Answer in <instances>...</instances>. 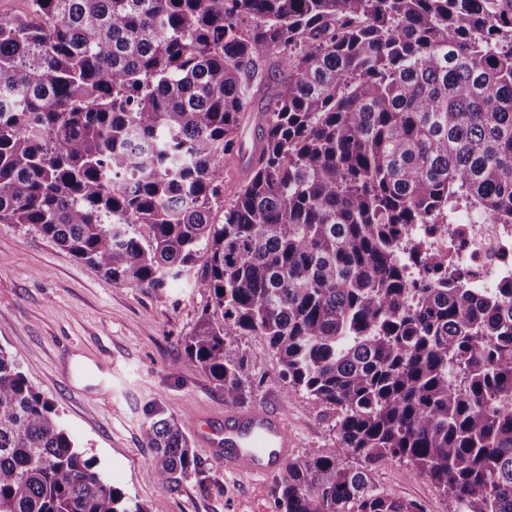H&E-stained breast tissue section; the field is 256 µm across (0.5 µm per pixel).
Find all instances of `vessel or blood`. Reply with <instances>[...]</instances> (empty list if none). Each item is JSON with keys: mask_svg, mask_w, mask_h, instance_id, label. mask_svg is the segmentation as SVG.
<instances>
[{"mask_svg": "<svg viewBox=\"0 0 512 512\" xmlns=\"http://www.w3.org/2000/svg\"><path fill=\"white\" fill-rule=\"evenodd\" d=\"M199 441L229 468L263 476L288 451L280 415L264 411L201 416L192 424Z\"/></svg>", "mask_w": 512, "mask_h": 512, "instance_id": "vessel-or-blood-1", "label": "vessel or blood"}]
</instances>
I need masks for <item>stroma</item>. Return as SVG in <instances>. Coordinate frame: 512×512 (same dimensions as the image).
Wrapping results in <instances>:
<instances>
[{"mask_svg": "<svg viewBox=\"0 0 512 512\" xmlns=\"http://www.w3.org/2000/svg\"><path fill=\"white\" fill-rule=\"evenodd\" d=\"M257 143L256 124L245 119L238 151L224 166L225 200H232L244 180ZM207 300L185 283L163 299L143 288L108 283L35 225L0 224V349L16 357L29 381L54 403L69 435L96 457L110 484L146 512H276L280 472L239 474L199 445L195 452L221 490L201 487L191 477L166 491L143 443V427L154 412L174 417L186 431L194 414L221 415L227 409L221 389L182 347ZM226 349L243 353L249 368L244 408L285 418L289 458L333 447L335 413L289 390L265 337L235 336ZM76 361L106 369L102 389L87 397L76 390L66 372ZM371 478L380 492L414 502L423 512H452L448 498L406 461L386 458Z\"/></svg>", "mask_w": 512, "mask_h": 512, "instance_id": "obj_1", "label": "stroma"}]
</instances>
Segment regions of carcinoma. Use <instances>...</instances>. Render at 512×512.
<instances>
[{
  "label": "carcinoma",
  "mask_w": 512,
  "mask_h": 512,
  "mask_svg": "<svg viewBox=\"0 0 512 512\" xmlns=\"http://www.w3.org/2000/svg\"><path fill=\"white\" fill-rule=\"evenodd\" d=\"M31 2L0 18V224L112 284L208 294L183 346L227 404L248 368L224 342L267 339L337 428L288 462L277 512H422L371 483L387 457L453 512H512V287L402 242L462 210L512 224V0ZM257 94L261 147L217 223ZM142 435L163 489L212 482L174 418ZM0 512H144L1 349Z\"/></svg>",
  "instance_id": "1"
}]
</instances>
